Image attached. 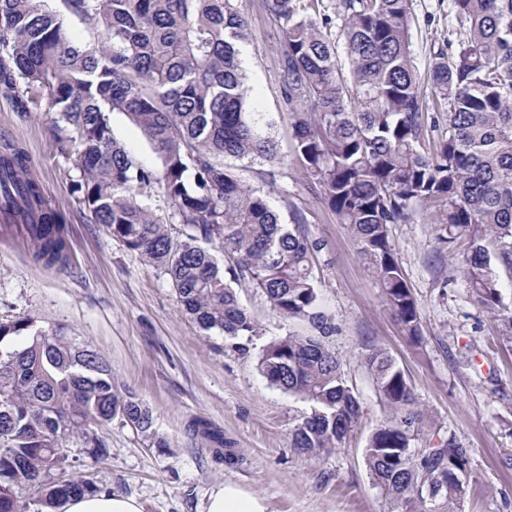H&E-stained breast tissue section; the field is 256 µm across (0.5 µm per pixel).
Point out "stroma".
<instances>
[{"instance_id": "obj_1", "label": "stroma", "mask_w": 512, "mask_h": 512, "mask_svg": "<svg viewBox=\"0 0 512 512\" xmlns=\"http://www.w3.org/2000/svg\"><path fill=\"white\" fill-rule=\"evenodd\" d=\"M240 6L250 25L251 94L274 121L279 155L272 163L237 162V172L245 185L267 194L285 223L302 217L310 236L324 241L319 293L337 326L328 342L362 416L340 447L295 450L292 431L309 405L270 386L259 358L297 323L243 283L236 292L260 335L243 352L232 341L204 336L168 276L92 221L72 191L80 172L58 155L49 117L22 112L18 99L0 89V137L27 152L45 200L60 215L70 255L66 268H48L34 263L22 244L0 238V319L29 316L65 326L110 366L120 393L133 394L153 414V437L113 420L109 457L95 463L75 451L71 468L102 492L135 497L141 512H201L207 493L227 480L264 498L268 512H390L365 460L371 434L389 416L365 363L369 350L380 347L404 371L423 414L409 427L411 447L432 448L453 436L470 450L461 512H512V340L470 287L462 240H447L433 207L389 225L419 315L418 333L410 335L346 225L315 198L294 160L276 24L260 0ZM453 22L450 0H412L411 57L420 80H427ZM111 124L113 137L141 164L159 168L151 145L124 114L112 113Z\"/></svg>"}]
</instances>
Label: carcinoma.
Returning a JSON list of instances; mask_svg holds the SVG:
<instances>
[{"instance_id":"1","label":"carcinoma","mask_w":512,"mask_h":512,"mask_svg":"<svg viewBox=\"0 0 512 512\" xmlns=\"http://www.w3.org/2000/svg\"><path fill=\"white\" fill-rule=\"evenodd\" d=\"M239 0H62L91 25L75 42L43 0H0V87L24 112L53 114L60 156L81 172L76 191L96 223L169 276L183 311L205 334L252 338L258 324L235 286L262 291L305 333L267 344L259 368L310 412L293 448L341 445L361 407L327 344L336 324L319 311L314 256L324 249L305 224L280 221L261 190L240 182L228 157L272 161V122L254 111L242 47L249 21ZM300 0H262L281 34L279 81L293 116L295 158L313 195L347 226L410 334L418 313L387 226L436 203L437 223L463 232L465 271L480 301L503 316L496 269L512 274V0H452L454 38L434 52L429 79L446 132L427 153L425 106L410 50L411 0H340L346 63ZM125 114L161 170L144 167L112 135ZM23 148H0V206L20 217L33 259L64 265L68 242ZM159 185L164 206L142 200ZM178 228L173 229L171 225ZM390 417L365 449L374 480L399 512H459L468 449L455 438L409 448L415 419L408 380L381 348L366 355ZM120 418L151 435L152 412L122 396L112 370L64 327L27 316L0 320V512H48L99 492L62 480L57 449L110 455Z\"/></svg>"}]
</instances>
